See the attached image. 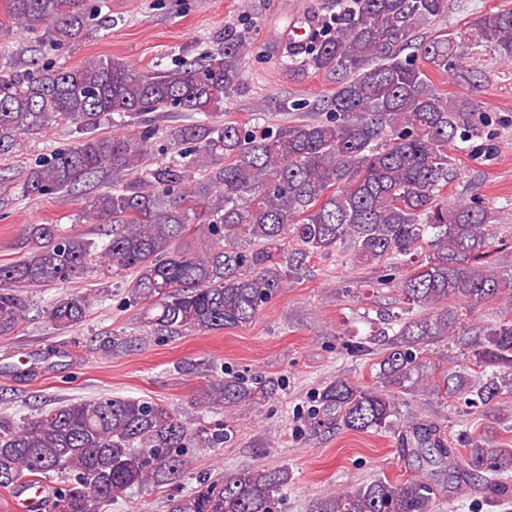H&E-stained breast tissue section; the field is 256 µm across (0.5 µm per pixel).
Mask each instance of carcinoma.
<instances>
[{
  "label": "carcinoma",
  "mask_w": 512,
  "mask_h": 512,
  "mask_svg": "<svg viewBox=\"0 0 512 512\" xmlns=\"http://www.w3.org/2000/svg\"><path fill=\"white\" fill-rule=\"evenodd\" d=\"M7 15L28 34L46 30L63 48L91 30L103 3L6 0ZM448 13V0H324L306 38L288 44L283 75L336 80L319 115L256 131L221 119L241 90L251 38L231 27L203 62L140 69L110 58L77 68L33 58L0 73V156L49 125L80 134L25 175L22 192L66 193L100 173L119 189L86 198L81 218L107 224L95 241L60 224H25L22 255L0 262V337L26 319L23 289L81 279L100 266L130 272L129 303L146 305L161 330L210 332L252 323L313 254L347 247L354 261L380 263L377 284L395 290L401 312L377 311V330L358 347L381 345L376 382L339 377L319 393L322 414L344 429L402 434L430 474L400 482L377 478L313 499L309 512H435L443 489L474 492L512 512V446L491 436L457 454L435 423L402 414V395L421 391L454 400L468 413L512 394V317L464 321L457 306L506 299L512 270L487 257L492 214L476 200L450 203L448 148L483 137V105L440 92L427 68L470 79L466 56L491 47L512 62V9L481 15L463 30L416 43L418 31ZM414 53H405L409 48ZM195 112L204 119L173 133L177 155L154 160L147 115ZM140 120L127 135L98 132L111 115ZM295 247L284 251L285 240ZM93 297L51 302L42 317L67 330L86 317ZM451 340L464 367L427 360ZM195 406L231 414L275 395L272 379L218 375ZM224 423L190 427L182 413L151 397L102 396L48 408L17 422L0 414V492L31 480L54 486L51 512H98L128 490L159 488L188 473L191 448H221ZM292 480L286 467L247 466L167 501L166 512H276Z\"/></svg>",
  "instance_id": "cac0c4a2"
}]
</instances>
